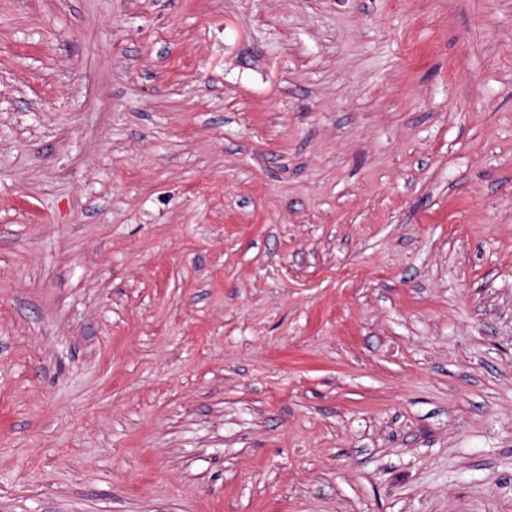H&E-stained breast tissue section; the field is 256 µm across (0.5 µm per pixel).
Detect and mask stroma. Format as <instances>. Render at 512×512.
Returning <instances> with one entry per match:
<instances>
[{
	"label": "stroma",
	"instance_id": "35a3bbf8",
	"mask_svg": "<svg viewBox=\"0 0 512 512\" xmlns=\"http://www.w3.org/2000/svg\"><path fill=\"white\" fill-rule=\"evenodd\" d=\"M0 512H512V0H0Z\"/></svg>",
	"mask_w": 512,
	"mask_h": 512
}]
</instances>
